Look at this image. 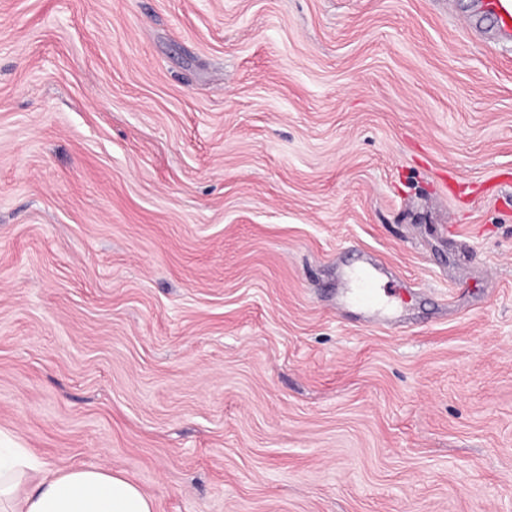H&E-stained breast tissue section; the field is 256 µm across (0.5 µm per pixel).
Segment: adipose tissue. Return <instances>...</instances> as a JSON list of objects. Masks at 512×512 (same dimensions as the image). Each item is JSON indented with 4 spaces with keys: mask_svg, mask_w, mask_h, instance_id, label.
I'll return each mask as SVG.
<instances>
[{
    "mask_svg": "<svg viewBox=\"0 0 512 512\" xmlns=\"http://www.w3.org/2000/svg\"><path fill=\"white\" fill-rule=\"evenodd\" d=\"M152 500L121 474L74 468L44 474L25 449L0 448V512H153Z\"/></svg>",
    "mask_w": 512,
    "mask_h": 512,
    "instance_id": "ef3b65f1",
    "label": "adipose tissue"
}]
</instances>
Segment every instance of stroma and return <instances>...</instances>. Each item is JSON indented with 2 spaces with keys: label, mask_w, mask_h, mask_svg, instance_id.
Masks as SVG:
<instances>
[{
  "label": "stroma",
  "mask_w": 512,
  "mask_h": 512,
  "mask_svg": "<svg viewBox=\"0 0 512 512\" xmlns=\"http://www.w3.org/2000/svg\"><path fill=\"white\" fill-rule=\"evenodd\" d=\"M473 0H0V431L154 512H512V43ZM356 251L402 320L336 307Z\"/></svg>",
  "instance_id": "1"
}]
</instances>
